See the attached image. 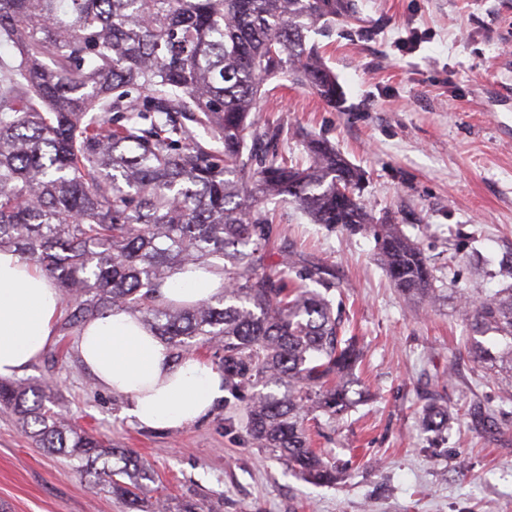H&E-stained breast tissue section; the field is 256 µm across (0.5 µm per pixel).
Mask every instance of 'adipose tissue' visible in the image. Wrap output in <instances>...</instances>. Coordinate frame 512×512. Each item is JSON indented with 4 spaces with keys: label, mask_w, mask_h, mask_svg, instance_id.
Segmentation results:
<instances>
[{
    "label": "adipose tissue",
    "mask_w": 512,
    "mask_h": 512,
    "mask_svg": "<svg viewBox=\"0 0 512 512\" xmlns=\"http://www.w3.org/2000/svg\"><path fill=\"white\" fill-rule=\"evenodd\" d=\"M222 270L175 271L160 287L162 302L190 306L222 293ZM62 296L55 282L15 250L0 248V378L23 372L55 341ZM76 349L102 389L127 399L139 427L177 430L195 424L224 398V378L196 354L174 359L141 319L104 313L80 330Z\"/></svg>",
    "instance_id": "adipose-tissue-1"
}]
</instances>
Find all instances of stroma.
<instances>
[{
    "label": "stroma",
    "instance_id": "1",
    "mask_svg": "<svg viewBox=\"0 0 512 512\" xmlns=\"http://www.w3.org/2000/svg\"><path fill=\"white\" fill-rule=\"evenodd\" d=\"M349 13L315 34L343 93L330 106L310 88L270 80L260 123L284 128L281 149L306 160L328 140L363 173L374 219H390L421 250L442 290L417 307L391 282L365 230L315 224L269 202L288 251L344 284L342 315L361 338L357 376L367 398L341 419L308 421L313 448L343 468L333 484L288 471L246 432L245 404L219 402L199 423L147 431L124 397L96 387L58 336L22 374L59 388L54 411L133 450L153 475L148 502L172 512H512V405L465 349L470 319L457 296L512 286V0H348ZM448 410L423 429L425 393ZM496 412L473 424L475 408ZM0 512H129L78 461L36 447L0 413Z\"/></svg>",
    "mask_w": 512,
    "mask_h": 512
}]
</instances>
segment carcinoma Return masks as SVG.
Wrapping results in <instances>:
<instances>
[{
  "instance_id": "1",
  "label": "carcinoma",
  "mask_w": 512,
  "mask_h": 512,
  "mask_svg": "<svg viewBox=\"0 0 512 512\" xmlns=\"http://www.w3.org/2000/svg\"><path fill=\"white\" fill-rule=\"evenodd\" d=\"M339 12L338 0H0V248L54 279L66 334L120 309L140 314L177 360L216 346L224 390L252 391L253 444L313 483L339 471L310 448L305 420L339 419L364 399L361 346L334 315L329 293L343 285L326 267L290 254L272 263L266 201L350 231L372 218L359 197L338 193L361 173L336 147L311 139L307 165L293 164L282 127H260L252 112L279 76L336 104V77L306 39ZM374 235L396 288L440 301L397 225ZM196 264L224 270L221 295L192 307L156 301L172 272ZM464 304L468 352L512 402V288ZM54 394L49 382L0 379V412L141 507L150 471L49 408ZM441 399L426 397L428 430L448 421Z\"/></svg>"
}]
</instances>
